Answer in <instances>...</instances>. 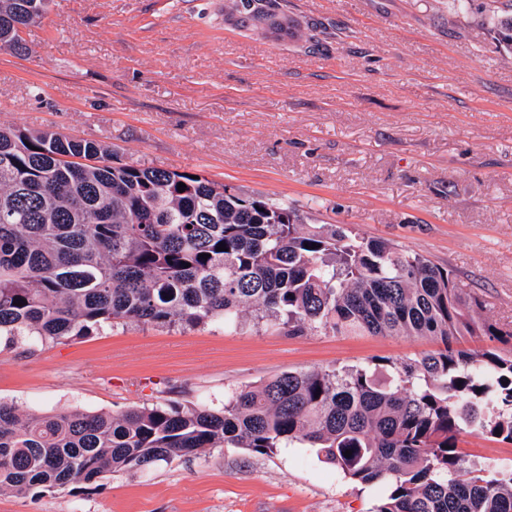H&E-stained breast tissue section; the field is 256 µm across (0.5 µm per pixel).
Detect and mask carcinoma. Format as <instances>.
Returning a JSON list of instances; mask_svg holds the SVG:
<instances>
[{
	"instance_id": "cac0c4a2",
	"label": "carcinoma",
	"mask_w": 512,
	"mask_h": 512,
	"mask_svg": "<svg viewBox=\"0 0 512 512\" xmlns=\"http://www.w3.org/2000/svg\"><path fill=\"white\" fill-rule=\"evenodd\" d=\"M48 4L0 0V49L24 51L21 33ZM237 6L267 16L262 0ZM111 159L95 140L0 127V336L59 342L119 321L194 327L249 311L289 336H433L443 349L389 364L386 384L370 366L283 372L217 412L169 402L23 414L0 402V494L93 485L211 448L269 456L299 443L350 482L382 485L372 512H512V466L466 468L459 451L463 434L512 444V354L453 346L512 343L479 295L395 243L306 224L201 175Z\"/></svg>"
}]
</instances>
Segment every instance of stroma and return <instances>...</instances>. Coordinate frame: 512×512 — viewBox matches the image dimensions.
Masks as SVG:
<instances>
[{"mask_svg": "<svg viewBox=\"0 0 512 512\" xmlns=\"http://www.w3.org/2000/svg\"><path fill=\"white\" fill-rule=\"evenodd\" d=\"M50 0L27 53L0 51V126L106 143L453 270L512 326V47L499 0ZM430 337L117 323L44 343L0 336V400L25 413L190 402L288 371L438 350ZM464 463L512 444L463 435ZM313 448H215L98 485L0 494V512H371Z\"/></svg>", "mask_w": 512, "mask_h": 512, "instance_id": "1", "label": "stroma"}]
</instances>
